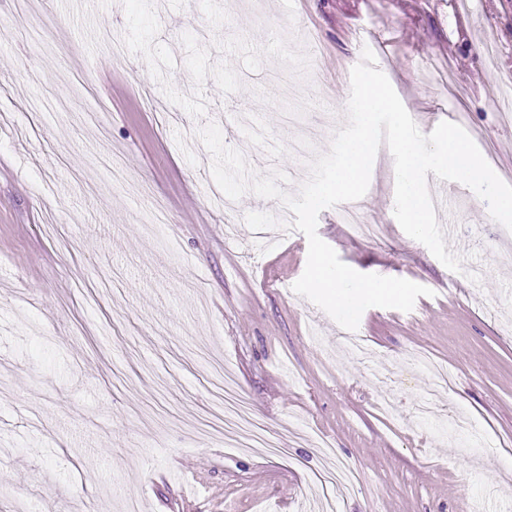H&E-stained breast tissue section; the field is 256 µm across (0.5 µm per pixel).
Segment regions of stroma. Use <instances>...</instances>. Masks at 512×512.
Returning <instances> with one entry per match:
<instances>
[{"mask_svg": "<svg viewBox=\"0 0 512 512\" xmlns=\"http://www.w3.org/2000/svg\"><path fill=\"white\" fill-rule=\"evenodd\" d=\"M366 48L422 133L461 126L512 184L495 106L512 0H0V512H123L132 494L142 512H298L326 494L336 512H512V239L486 203L462 185L439 217L459 273L396 221L389 149L361 200L378 240L342 206L320 213L346 265L432 291L366 309L363 356L293 292L308 240L280 235L277 201L228 211L212 192L210 122L297 193ZM213 358L256 447L198 429ZM346 465L356 484L322 489ZM343 222L354 232L370 239H374L378 233V226L364 219L360 204L356 201H352L345 210Z\"/></svg>", "mask_w": 512, "mask_h": 512, "instance_id": "35a3bbf8", "label": "stroma"}]
</instances>
